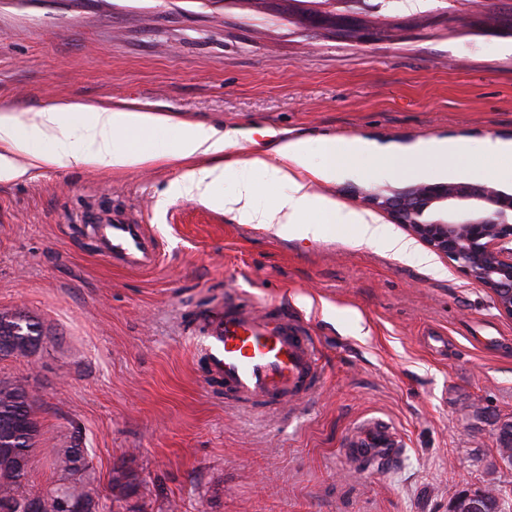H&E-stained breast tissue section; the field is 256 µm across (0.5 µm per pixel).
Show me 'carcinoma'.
<instances>
[{
	"label": "carcinoma",
	"mask_w": 512,
	"mask_h": 512,
	"mask_svg": "<svg viewBox=\"0 0 512 512\" xmlns=\"http://www.w3.org/2000/svg\"><path fill=\"white\" fill-rule=\"evenodd\" d=\"M40 324L22 313H0V357L25 356L38 345ZM45 442L34 415L33 400L20 380L0 382V512H63L62 503H70L71 512H93L95 493L56 487L30 497L22 483L31 468L33 455ZM54 465L63 478L75 475L84 462V449L76 443L68 448H50Z\"/></svg>",
	"instance_id": "carcinoma-1"
}]
</instances>
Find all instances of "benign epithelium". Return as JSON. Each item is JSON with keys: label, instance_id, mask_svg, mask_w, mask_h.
Listing matches in <instances>:
<instances>
[{"label": "benign epithelium", "instance_id": "1", "mask_svg": "<svg viewBox=\"0 0 512 512\" xmlns=\"http://www.w3.org/2000/svg\"><path fill=\"white\" fill-rule=\"evenodd\" d=\"M370 200L414 238L481 283L512 318V193L465 179L410 184Z\"/></svg>", "mask_w": 512, "mask_h": 512}]
</instances>
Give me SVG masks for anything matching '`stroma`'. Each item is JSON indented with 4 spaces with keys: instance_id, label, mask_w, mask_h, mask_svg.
Segmentation results:
<instances>
[{
    "instance_id": "35a3bbf8",
    "label": "stroma",
    "mask_w": 512,
    "mask_h": 512,
    "mask_svg": "<svg viewBox=\"0 0 512 512\" xmlns=\"http://www.w3.org/2000/svg\"><path fill=\"white\" fill-rule=\"evenodd\" d=\"M135 101L172 123L234 135L229 159L282 141L334 137L394 154L317 179V194L372 212L367 193L456 181L435 159L408 171L421 141L463 143L468 180L512 193V0H0V110L61 100ZM0 179V312L43 336L0 378L29 384L50 446L80 443L97 512H449L459 491L492 492L512 512V319L443 257L354 244L351 224L278 235L190 197L164 198L180 163L65 166ZM151 227L153 269L103 256L89 212ZM246 291L302 315L318 338L316 398L278 414L237 410L207 382L200 311ZM444 336L447 346L431 347ZM372 418L404 443L382 474L342 450ZM135 494L114 501L112 480Z\"/></svg>"
}]
</instances>
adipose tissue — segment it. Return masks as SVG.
<instances>
[{
    "instance_id": "obj_1",
    "label": "adipose tissue",
    "mask_w": 512,
    "mask_h": 512,
    "mask_svg": "<svg viewBox=\"0 0 512 512\" xmlns=\"http://www.w3.org/2000/svg\"><path fill=\"white\" fill-rule=\"evenodd\" d=\"M168 118L151 114L136 104H104L81 100L58 101L20 119L14 112H0V179L23 177L12 152L25 151L31 166L135 168L162 160L185 162L186 168L175 181L179 194L230 213L239 223L257 224L280 233L297 230L314 232L312 213L326 216L331 224L356 227L357 245L384 240L388 251L401 259L432 264L415 241L386 234L377 218L369 213L340 207L333 199L311 190L312 178L326 179L347 156L339 151L335 138L321 139L317 145L305 141L283 142L265 153L244 161L225 160L231 145L230 134L211 126L179 123L174 140L161 139ZM321 158L312 167L311 154ZM233 181L232 192H223L225 181ZM286 186V193L269 201L261 199V185Z\"/></svg>"
}]
</instances>
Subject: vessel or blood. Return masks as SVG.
<instances>
[{
	"mask_svg": "<svg viewBox=\"0 0 512 512\" xmlns=\"http://www.w3.org/2000/svg\"><path fill=\"white\" fill-rule=\"evenodd\" d=\"M103 255L129 270L156 267L161 251L148 225L108 221L93 225ZM196 343L202 368L224 387V400L249 410L278 413L309 402L320 387L319 341L302 318L282 305L260 306L239 294L203 317ZM392 425L374 419L350 436L344 456L362 473H379L402 454Z\"/></svg>",
	"mask_w": 512,
	"mask_h": 512,
	"instance_id": "b4317fda",
	"label": "vessel or blood"
}]
</instances>
